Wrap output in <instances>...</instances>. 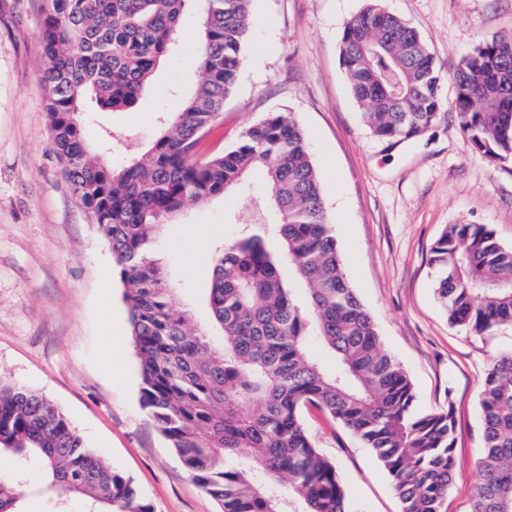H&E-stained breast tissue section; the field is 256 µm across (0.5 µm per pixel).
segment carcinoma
<instances>
[{"instance_id":"1","label":"carcinoma","mask_w":512,"mask_h":512,"mask_svg":"<svg viewBox=\"0 0 512 512\" xmlns=\"http://www.w3.org/2000/svg\"><path fill=\"white\" fill-rule=\"evenodd\" d=\"M190 0H45L41 39L52 148L75 198L112 250L142 380L141 401L221 512H351L335 466L315 447L312 409L369 448L400 512H447L453 408L417 413L413 386L384 351L343 269L304 134L269 112L236 145L204 155L233 92L252 0H204L196 63L203 80L158 138L116 168L87 149L83 102L133 111L179 41ZM340 62L372 134L415 137L445 102L420 34L367 6L345 28ZM450 103L468 143L512 162V36L482 40L453 73ZM259 174L266 211L215 251L210 333L172 304L153 244L165 220ZM448 322L473 335L512 324V247L486 224H450L431 250ZM484 445L472 512H512V350L482 380ZM0 455L32 462L57 497L86 512H154L132 480L88 448L41 393L0 381ZM0 512H21L0 482Z\"/></svg>"}]
</instances>
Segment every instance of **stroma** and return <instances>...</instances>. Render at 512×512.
Instances as JSON below:
<instances>
[{"instance_id": "35a3bbf8", "label": "stroma", "mask_w": 512, "mask_h": 512, "mask_svg": "<svg viewBox=\"0 0 512 512\" xmlns=\"http://www.w3.org/2000/svg\"><path fill=\"white\" fill-rule=\"evenodd\" d=\"M370 0H252L236 88L204 153L231 148L269 112L292 114L321 181L344 270L370 312L383 348L403 367L420 412L453 407L455 478L447 512H471L483 445L481 381L512 349V326L476 336L450 325L435 293L431 248L446 226L485 224L512 246V162L463 137L453 111L421 137L376 139L352 97L339 48ZM422 36L452 101L450 76L480 40L512 35V0H377ZM199 0L186 10L179 53L158 68L139 109L88 105L91 148L125 164L180 110L202 75ZM43 0H0V379L33 388L70 419L85 444L130 477L154 512H220L141 406V380L119 270L108 243L77 202L52 149L42 74ZM263 195L260 182L190 206L157 237L154 257L175 307L211 328L216 247ZM303 422L335 466L359 512H399L391 480L370 450L315 412ZM22 512H85L82 500L18 483Z\"/></svg>"}]
</instances>
